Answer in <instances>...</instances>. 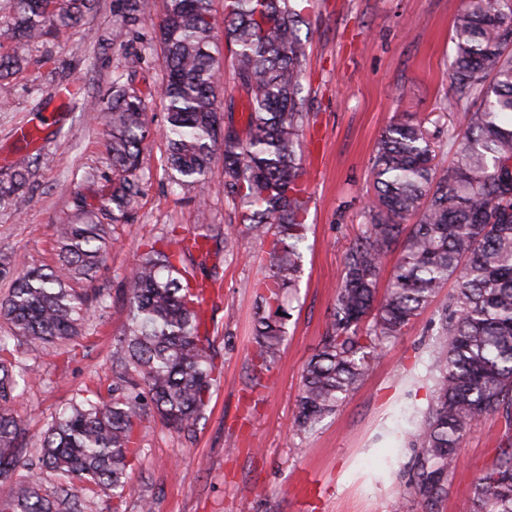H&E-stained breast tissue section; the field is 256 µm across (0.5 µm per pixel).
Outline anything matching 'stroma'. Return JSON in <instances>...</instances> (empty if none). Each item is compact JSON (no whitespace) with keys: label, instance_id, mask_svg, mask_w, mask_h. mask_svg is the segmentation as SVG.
Returning <instances> with one entry per match:
<instances>
[{"label":"stroma","instance_id":"1","mask_svg":"<svg viewBox=\"0 0 512 512\" xmlns=\"http://www.w3.org/2000/svg\"><path fill=\"white\" fill-rule=\"evenodd\" d=\"M465 0H300L307 19L303 81L307 221L312 226L299 288L285 297L290 312L280 356L266 375L268 390L251 392L250 358L256 293L265 272V247L236 233L232 252L214 258V297L207 312L211 344L223 363L192 440L159 420L148 422L130 459V489L121 512H470L474 479L490 463L500 418L491 413L461 441L462 465L448 480V496L427 506L411 495L416 462L406 432L414 411L430 400L429 362L437 341L440 294L404 334L389 343L336 413L312 432L293 430L304 366L326 330L327 312L345 251L361 229V207L372 192L370 162L385 127L405 112L427 122L443 143L460 113L449 111L453 90L448 60L453 19ZM115 0H95L65 39L32 43L19 69L0 80V179L14 169L32 173L23 209L0 203V256L36 267L57 260L56 227L74 219L73 199L98 208L112 188L107 129L97 121L101 93L114 78L146 95L154 136L138 173L139 194L128 220L108 228L112 247L94 287V303L74 350L46 347L23 356L7 337L0 358L23 361L32 374L14 406L26 425L25 467L10 486L35 477L42 494L69 489L81 512H108L110 492L93 484H64L41 469L37 443L76 396L112 393L114 340L128 319L125 276L140 242L169 230L201 224L228 226L234 208L224 197V163L214 159L203 183L172 184L165 110L163 46L157 25L164 0L130 26L124 45H113Z\"/></svg>","mask_w":512,"mask_h":512}]
</instances>
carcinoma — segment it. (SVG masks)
Here are the masks:
<instances>
[{"label":"carcinoma","instance_id":"1","mask_svg":"<svg viewBox=\"0 0 512 512\" xmlns=\"http://www.w3.org/2000/svg\"><path fill=\"white\" fill-rule=\"evenodd\" d=\"M6 26L14 52L0 56V77L20 65L29 43L75 29L94 0H13ZM112 43L150 9V0H117ZM297 0H224V38L234 47L235 73L246 98L243 127L218 97L219 58L211 0H166L159 23L166 82L167 165L189 187L208 173L216 151L224 162V196L235 206L226 231L200 224L189 235L144 244L126 275L128 323L117 339L123 353L112 369V398L74 400L40 440L43 464L66 482L125 488L129 456L142 424L158 417L190 435L220 377L205 327L206 288L198 271L227 251L231 231L269 242L267 275L256 284L263 313L252 344L253 389L276 362L284 341L285 293L296 287L310 227L301 167L307 119L301 96L307 48ZM448 109L463 111L448 125L444 167L425 122L403 115L376 141L375 193L363 209V230L346 250L327 329L303 369L294 424L312 430L336 412L386 345L428 307L448 282L455 292L438 311V340L429 370L428 408L410 421L415 442V491L427 502L448 495V476L463 436L490 413L502 428L490 464L472 488V512H512V0H467L452 25ZM112 159L107 213L127 215L138 193L132 176L153 135L146 97L115 80L104 101ZM30 172L0 181V201H30ZM78 221L56 228L58 262L30 267L0 259L13 278L0 299V319L26 352L81 334L87 308L72 292L92 282L108 248L106 225L83 201ZM401 246L387 294L377 285L391 246ZM12 364L0 362V477L22 466V421L15 415ZM0 512H78L67 490L44 496L34 481L0 492Z\"/></svg>","mask_w":512,"mask_h":512}]
</instances>
